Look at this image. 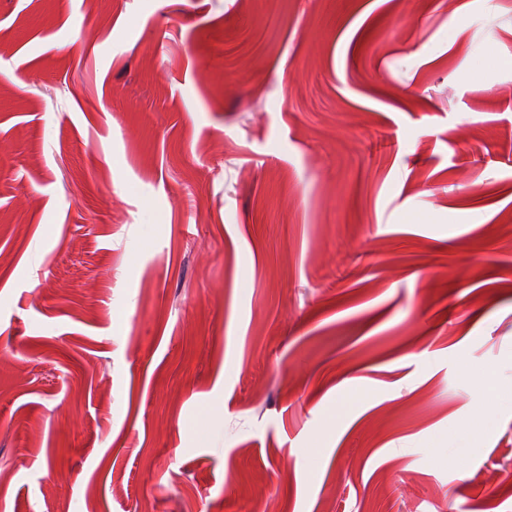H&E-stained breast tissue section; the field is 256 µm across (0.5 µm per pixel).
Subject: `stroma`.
Returning <instances> with one entry per match:
<instances>
[{
    "label": "stroma",
    "instance_id": "obj_1",
    "mask_svg": "<svg viewBox=\"0 0 512 512\" xmlns=\"http://www.w3.org/2000/svg\"><path fill=\"white\" fill-rule=\"evenodd\" d=\"M511 129L512 0H0V512H512Z\"/></svg>",
    "mask_w": 512,
    "mask_h": 512
}]
</instances>
